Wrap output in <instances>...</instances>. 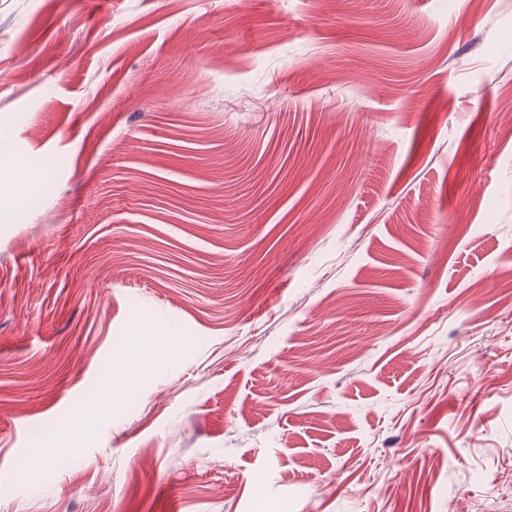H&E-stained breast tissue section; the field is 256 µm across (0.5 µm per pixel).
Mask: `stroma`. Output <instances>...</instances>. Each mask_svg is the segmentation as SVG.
Wrapping results in <instances>:
<instances>
[{
    "label": "stroma",
    "mask_w": 512,
    "mask_h": 512,
    "mask_svg": "<svg viewBox=\"0 0 512 512\" xmlns=\"http://www.w3.org/2000/svg\"><path fill=\"white\" fill-rule=\"evenodd\" d=\"M512 0H0V512H512Z\"/></svg>",
    "instance_id": "obj_1"
}]
</instances>
